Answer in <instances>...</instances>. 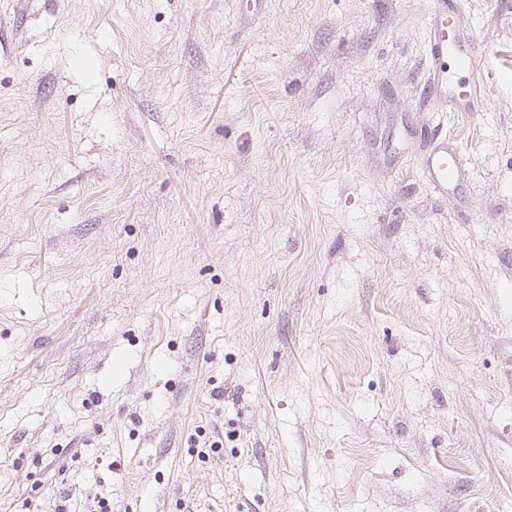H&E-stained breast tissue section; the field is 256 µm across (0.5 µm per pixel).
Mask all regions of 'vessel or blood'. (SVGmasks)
Returning a JSON list of instances; mask_svg holds the SVG:
<instances>
[{
    "mask_svg": "<svg viewBox=\"0 0 512 512\" xmlns=\"http://www.w3.org/2000/svg\"><path fill=\"white\" fill-rule=\"evenodd\" d=\"M429 30L431 72L428 90L436 97L454 95L468 111L486 109L481 71L485 60L467 41L465 22L452 0H438ZM425 174L439 192H447L465 182L469 173L448 153V142L439 137L425 160Z\"/></svg>",
    "mask_w": 512,
    "mask_h": 512,
    "instance_id": "obj_1",
    "label": "vessel or blood"
}]
</instances>
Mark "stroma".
Listing matches in <instances>:
<instances>
[{
  "label": "stroma",
  "instance_id": "stroma-1",
  "mask_svg": "<svg viewBox=\"0 0 512 512\" xmlns=\"http://www.w3.org/2000/svg\"><path fill=\"white\" fill-rule=\"evenodd\" d=\"M240 3L0 0V512H512V0ZM438 4L429 28L432 68L428 95L434 93L436 98L448 95V85H451L455 91L454 98L469 112H483L487 105L481 76L485 59L464 38L466 24L454 4L447 0H439ZM449 29L454 31L451 39H448ZM448 59L453 64L452 73L446 67ZM425 174L434 189L448 193V187H456L469 178L468 170L462 168L454 154H448V140L437 136L435 145L425 160Z\"/></svg>",
  "mask_w": 512,
  "mask_h": 512
}]
</instances>
